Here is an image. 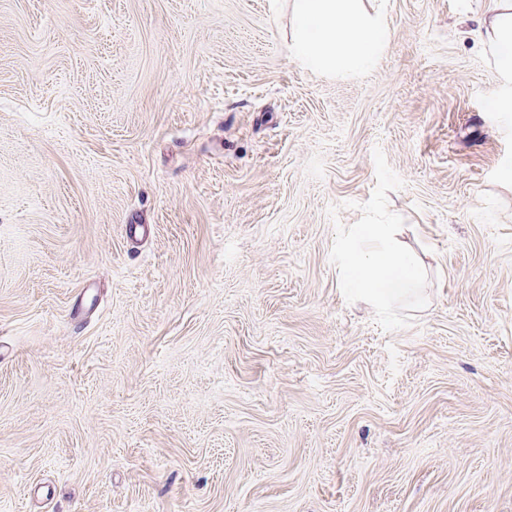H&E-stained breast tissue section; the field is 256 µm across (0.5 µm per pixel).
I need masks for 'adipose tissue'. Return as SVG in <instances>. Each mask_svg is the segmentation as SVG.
<instances>
[{
  "label": "adipose tissue",
  "mask_w": 512,
  "mask_h": 512,
  "mask_svg": "<svg viewBox=\"0 0 512 512\" xmlns=\"http://www.w3.org/2000/svg\"><path fill=\"white\" fill-rule=\"evenodd\" d=\"M487 44L502 71L512 76V0H488ZM299 37L296 58L326 73L362 69L378 55L388 31L380 18L361 13L355 0H295ZM341 269L376 303L409 295L413 262L397 246L387 224H358L349 232Z\"/></svg>",
  "instance_id": "adipose-tissue-1"
}]
</instances>
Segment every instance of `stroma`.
I'll return each instance as SVG.
<instances>
[{"instance_id":"stroma-1","label":"stroma","mask_w":512,"mask_h":512,"mask_svg":"<svg viewBox=\"0 0 512 512\" xmlns=\"http://www.w3.org/2000/svg\"><path fill=\"white\" fill-rule=\"evenodd\" d=\"M483 0H0V512H512V78ZM149 224L128 241L126 225ZM394 225L418 299L345 288ZM357 0H295L299 38L296 58L326 73L362 70L384 48L388 31L382 19L355 6Z\"/></svg>"}]
</instances>
